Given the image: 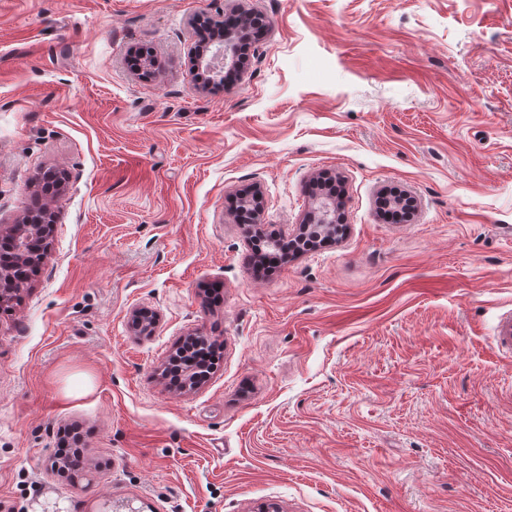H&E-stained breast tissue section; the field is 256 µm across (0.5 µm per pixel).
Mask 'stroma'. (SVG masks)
<instances>
[{
	"label": "stroma",
	"mask_w": 512,
	"mask_h": 512,
	"mask_svg": "<svg viewBox=\"0 0 512 512\" xmlns=\"http://www.w3.org/2000/svg\"><path fill=\"white\" fill-rule=\"evenodd\" d=\"M239 8L264 31L203 86L199 23ZM49 169L0 311V512H512V0H0V225ZM322 172L345 232L256 277L235 202L293 238ZM196 332L221 363L173 389ZM54 229V214L47 207L43 209L42 217L38 223H33L30 217H25L17 224L7 227L0 225V238L12 240L16 246L17 260L19 263L27 259V247L36 238H49ZM30 251L32 253V260L29 264L24 266H15V253L14 247L9 244V253L7 256L1 255L0 250V266L1 267H13L14 268V276L17 280L25 281L29 280L31 276L34 275L37 269L38 261L40 259V254H38V245L33 243L30 247ZM493 342L496 345L497 350L503 356L511 359L512 358V315L505 316L498 323L494 336H492Z\"/></svg>",
	"instance_id": "35a3bbf8"
}]
</instances>
